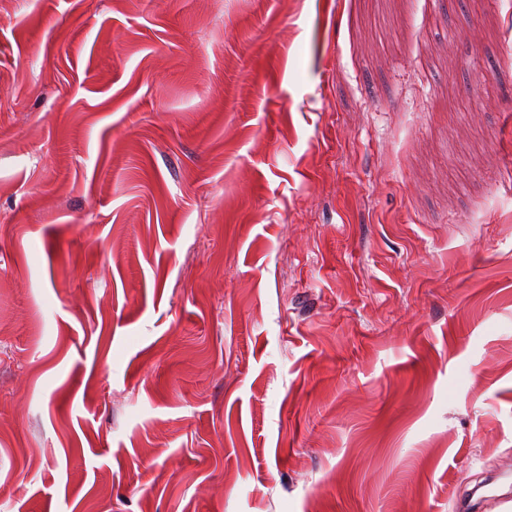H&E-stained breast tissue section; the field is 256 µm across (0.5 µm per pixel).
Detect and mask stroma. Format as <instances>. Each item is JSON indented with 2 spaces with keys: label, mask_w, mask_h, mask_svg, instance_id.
<instances>
[{
  "label": "stroma",
  "mask_w": 512,
  "mask_h": 512,
  "mask_svg": "<svg viewBox=\"0 0 512 512\" xmlns=\"http://www.w3.org/2000/svg\"><path fill=\"white\" fill-rule=\"evenodd\" d=\"M512 495V0H0V512Z\"/></svg>",
  "instance_id": "1"
}]
</instances>
